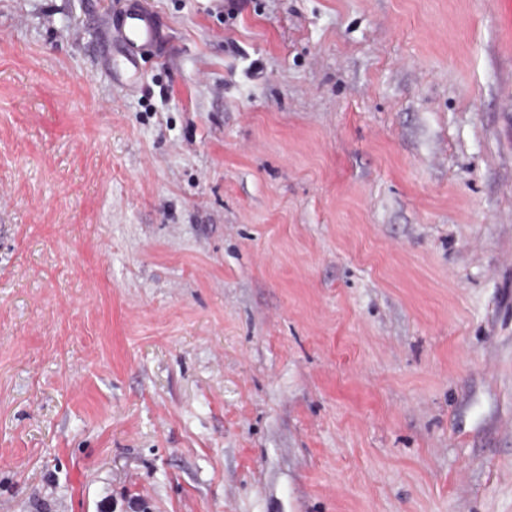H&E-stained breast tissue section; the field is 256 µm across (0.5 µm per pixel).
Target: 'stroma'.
I'll use <instances>...</instances> for the list:
<instances>
[{
  "label": "stroma",
  "instance_id": "1",
  "mask_svg": "<svg viewBox=\"0 0 512 512\" xmlns=\"http://www.w3.org/2000/svg\"><path fill=\"white\" fill-rule=\"evenodd\" d=\"M0 0V512H512V0ZM112 51L106 55L112 78L133 85L146 53L161 54L166 40L161 19L146 9L142 0H123L112 13Z\"/></svg>",
  "mask_w": 512,
  "mask_h": 512
}]
</instances>
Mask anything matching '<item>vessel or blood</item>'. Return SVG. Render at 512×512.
<instances>
[{
  "mask_svg": "<svg viewBox=\"0 0 512 512\" xmlns=\"http://www.w3.org/2000/svg\"><path fill=\"white\" fill-rule=\"evenodd\" d=\"M112 49L106 60L112 76L134 84L145 54H161L166 40L161 19L146 9L142 0H123L122 7L113 13Z\"/></svg>",
  "mask_w": 512,
  "mask_h": 512,
  "instance_id": "1",
  "label": "vessel or blood"
}]
</instances>
